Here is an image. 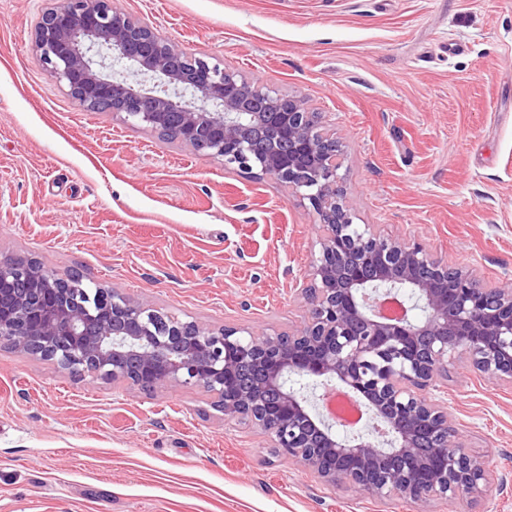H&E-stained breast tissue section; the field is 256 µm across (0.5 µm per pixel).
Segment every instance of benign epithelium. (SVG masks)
<instances>
[{"label":"benign epithelium","instance_id":"1","mask_svg":"<svg viewBox=\"0 0 512 512\" xmlns=\"http://www.w3.org/2000/svg\"><path fill=\"white\" fill-rule=\"evenodd\" d=\"M34 48L47 75L89 112L180 141L195 153L272 178L309 202L318 251L294 333L182 321L116 287L20 257L0 259V340L80 378L154 392L171 384L215 394L224 419L258 426L277 455L331 488L374 497L456 499L482 492L485 462L459 442L448 403L431 390L467 352L479 376L512 384V282L488 287L416 241L355 224L339 176L342 138L308 98L196 56L114 0H51ZM394 297L420 317L388 318ZM291 375L336 383L383 426L340 436Z\"/></svg>","mask_w":512,"mask_h":512}]
</instances>
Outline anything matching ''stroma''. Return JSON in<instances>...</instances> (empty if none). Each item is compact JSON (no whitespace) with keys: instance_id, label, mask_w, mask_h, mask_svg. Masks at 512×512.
I'll return each instance as SVG.
<instances>
[{"instance_id":"stroma-1","label":"stroma","mask_w":512,"mask_h":512,"mask_svg":"<svg viewBox=\"0 0 512 512\" xmlns=\"http://www.w3.org/2000/svg\"><path fill=\"white\" fill-rule=\"evenodd\" d=\"M346 139L357 224L512 280V0H116ZM48 0H0V257L74 269L212 327L292 332L316 240L276 181L89 112L32 47ZM435 385L482 496L323 486L200 387L81 380L0 342V512H512V385L456 354Z\"/></svg>"}]
</instances>
